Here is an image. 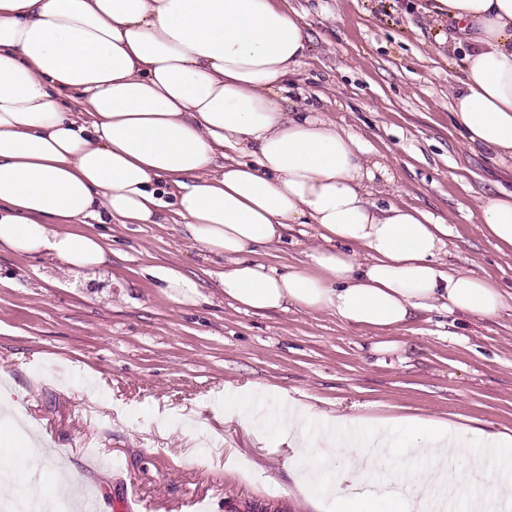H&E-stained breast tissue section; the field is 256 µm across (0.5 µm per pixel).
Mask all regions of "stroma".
I'll return each mask as SVG.
<instances>
[{
  "label": "stroma",
  "mask_w": 512,
  "mask_h": 512,
  "mask_svg": "<svg viewBox=\"0 0 512 512\" xmlns=\"http://www.w3.org/2000/svg\"><path fill=\"white\" fill-rule=\"evenodd\" d=\"M309 51L291 99L325 113L386 166L383 198L448 226L444 264L512 291V249L479 224L481 197L512 190V162L462 144L449 88L469 50L429 0H286ZM112 265L68 273L0 253V402L37 432L28 484L59 467L85 512H325L299 493L291 451L260 434L265 409L225 419V387L288 396L326 414L419 416L512 434V317L431 311L372 352L373 331L329 313L235 310L213 257L180 224H98ZM196 275V303L150 269Z\"/></svg>",
  "instance_id": "obj_1"
}]
</instances>
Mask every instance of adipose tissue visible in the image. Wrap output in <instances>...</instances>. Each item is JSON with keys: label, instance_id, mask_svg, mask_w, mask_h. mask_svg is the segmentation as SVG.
<instances>
[{"label": "adipose tissue", "instance_id": "obj_1", "mask_svg": "<svg viewBox=\"0 0 512 512\" xmlns=\"http://www.w3.org/2000/svg\"><path fill=\"white\" fill-rule=\"evenodd\" d=\"M474 48L451 98L464 144L512 160V0H431ZM307 37L281 0H0V252L72 271L112 262L88 223L164 224L220 258L231 306L329 312L387 334L440 310L509 308L491 279L445 267L448 228L379 203L359 138L288 109ZM512 248V193L478 205ZM299 264L256 259L290 230Z\"/></svg>", "mask_w": 512, "mask_h": 512}]
</instances>
